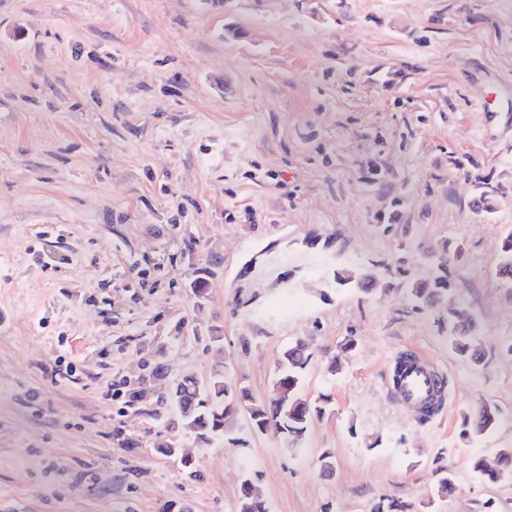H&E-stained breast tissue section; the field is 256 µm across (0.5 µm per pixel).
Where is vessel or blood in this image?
Here are the masks:
<instances>
[{"label": "vessel or blood", "instance_id": "obj_1", "mask_svg": "<svg viewBox=\"0 0 512 512\" xmlns=\"http://www.w3.org/2000/svg\"><path fill=\"white\" fill-rule=\"evenodd\" d=\"M396 367L398 374L392 393L401 408L419 413L445 401L443 375L432 363L402 354L396 360Z\"/></svg>", "mask_w": 512, "mask_h": 512}]
</instances>
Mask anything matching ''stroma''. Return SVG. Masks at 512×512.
I'll list each match as a JSON object with an SVG mask.
<instances>
[{
	"mask_svg": "<svg viewBox=\"0 0 512 512\" xmlns=\"http://www.w3.org/2000/svg\"><path fill=\"white\" fill-rule=\"evenodd\" d=\"M511 232L512 0H0V512H240L250 473L269 512H512V475L473 468L512 448ZM296 340L303 439L159 418L186 376L269 400ZM402 349L447 376L429 420L388 390ZM449 287L448 258L443 257L429 279L413 284L411 294L418 302L427 303L442 297ZM476 328L473 319L464 318L453 309L448 311V342L455 352L475 363L480 359L474 340ZM497 421L498 411L496 407L485 405L477 414L465 421L470 428L465 430V433L473 437L482 436L490 432L496 426Z\"/></svg>",
	"mask_w": 512,
	"mask_h": 512,
	"instance_id": "1",
	"label": "stroma"
}]
</instances>
